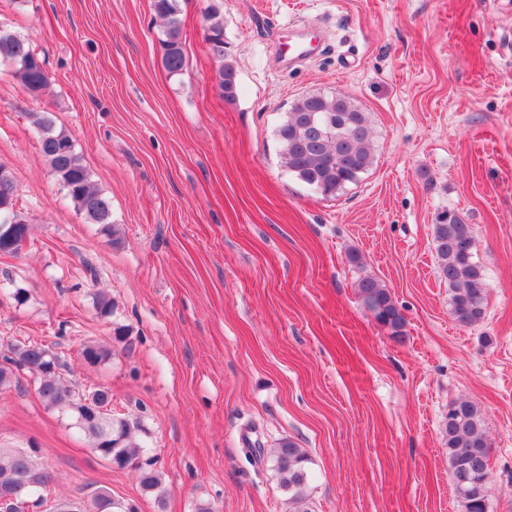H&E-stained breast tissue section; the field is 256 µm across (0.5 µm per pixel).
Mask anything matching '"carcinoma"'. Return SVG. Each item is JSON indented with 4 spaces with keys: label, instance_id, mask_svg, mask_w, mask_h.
Listing matches in <instances>:
<instances>
[{
    "label": "carcinoma",
    "instance_id": "carcinoma-1",
    "mask_svg": "<svg viewBox=\"0 0 512 512\" xmlns=\"http://www.w3.org/2000/svg\"><path fill=\"white\" fill-rule=\"evenodd\" d=\"M155 15L165 21L160 39L161 62L170 75L180 74L187 59L179 19V0H152ZM219 8H207L209 21L206 40L215 61L214 76L218 90L227 99L235 97L234 66L224 59V26L218 19ZM0 58L10 62L6 76L18 83L30 96H38L48 85L45 60L32 43L0 28ZM29 124L43 156L56 176L65 196L90 224H101L108 233L112 224L110 200L96 187L84 157L72 134L57 127L48 111L28 113ZM281 155L288 172L301 183L324 196H332L350 183L359 181L373 162L374 132L367 114L342 94L313 92L291 104L276 129ZM15 203V187L9 170L0 172V213L3 206ZM434 250L439 276L448 284L449 313L461 326H472L486 317L488 283L476 258L474 226L459 215L446 212L434 224ZM359 295L377 323L394 337L403 334L405 318L390 291L377 279L365 276L357 283ZM65 337L50 344L0 338V392L17 389L22 379L34 384L46 408L62 413L73 428L92 440L93 449L105 460L119 466H131L139 485L155 494L159 510H164L162 476L157 461L144 456V446L134 434L145 432L139 420L112 415V392L104 386L71 382ZM78 356L89 366L99 365L111 356L106 346L86 341ZM443 437L448 448V469L461 512H488L490 496V448L483 409L468 399L448 404L443 423ZM38 451L0 446V479L4 478L14 493L9 512H26L35 493L48 497L55 475L38 461ZM268 461L279 475L283 489L293 493V512L302 508V489L310 478V458L305 449L285 437L270 449ZM52 512H136L135 508L115 501L106 487L94 491L90 502L53 499Z\"/></svg>",
    "mask_w": 512,
    "mask_h": 512
}]
</instances>
